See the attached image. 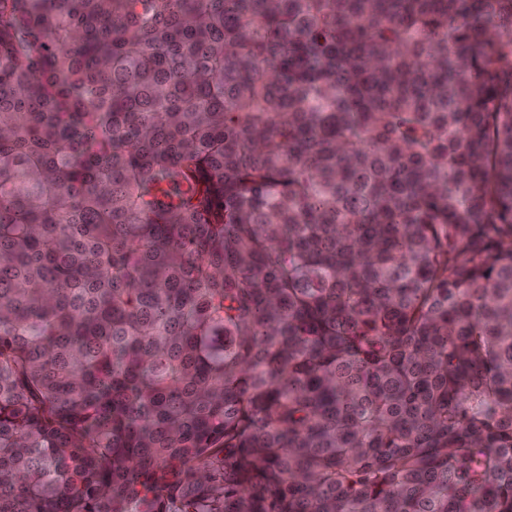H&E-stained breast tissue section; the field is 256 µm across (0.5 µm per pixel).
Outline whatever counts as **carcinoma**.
<instances>
[{
  "label": "carcinoma",
  "mask_w": 512,
  "mask_h": 512,
  "mask_svg": "<svg viewBox=\"0 0 512 512\" xmlns=\"http://www.w3.org/2000/svg\"><path fill=\"white\" fill-rule=\"evenodd\" d=\"M0 512H512V0H0Z\"/></svg>",
  "instance_id": "1"
}]
</instances>
